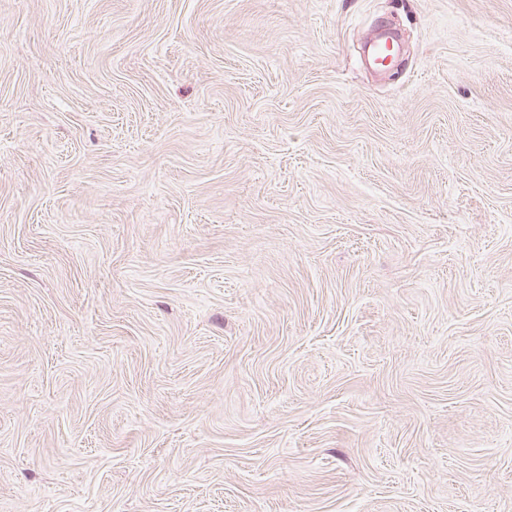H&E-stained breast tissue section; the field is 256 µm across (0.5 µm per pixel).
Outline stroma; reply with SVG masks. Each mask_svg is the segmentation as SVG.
Here are the masks:
<instances>
[{
  "instance_id": "1",
  "label": "stroma",
  "mask_w": 512,
  "mask_h": 512,
  "mask_svg": "<svg viewBox=\"0 0 512 512\" xmlns=\"http://www.w3.org/2000/svg\"><path fill=\"white\" fill-rule=\"evenodd\" d=\"M0 512H512V0H0Z\"/></svg>"
}]
</instances>
